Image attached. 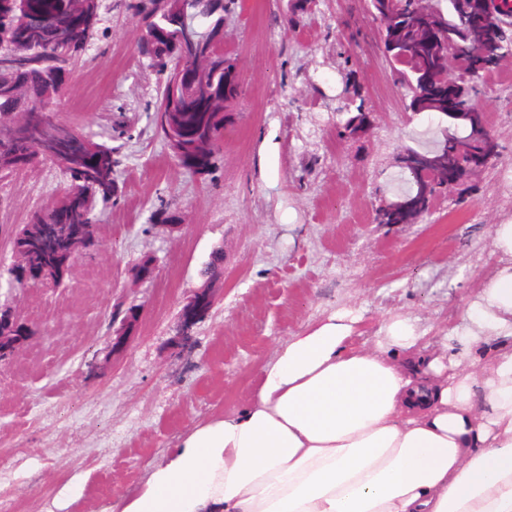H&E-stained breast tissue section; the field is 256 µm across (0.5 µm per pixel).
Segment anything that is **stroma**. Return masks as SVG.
Wrapping results in <instances>:
<instances>
[{"label": "stroma", "instance_id": "stroma-1", "mask_svg": "<svg viewBox=\"0 0 512 512\" xmlns=\"http://www.w3.org/2000/svg\"><path fill=\"white\" fill-rule=\"evenodd\" d=\"M194 0L177 22L215 40L222 61L213 166L181 162L156 94L170 56L149 28L99 0L83 65L58 75L57 122L114 147L112 202L63 287L22 288L13 236L72 182L36 161L0 179V312L30 334L0 362V504L9 512H119L152 469L210 418L248 402L263 365L292 337L353 309L352 342L372 348L391 317L421 335L397 363L433 357L483 367L501 341L460 353L455 336L502 264L492 229L512 223V65L456 83L490 130L491 158L438 188L403 224L379 214L416 195L413 153L441 150L453 120L414 109L373 0ZM150 277H138L140 264ZM211 307L193 321L199 292ZM129 334L113 347L110 318Z\"/></svg>", "mask_w": 512, "mask_h": 512}]
</instances>
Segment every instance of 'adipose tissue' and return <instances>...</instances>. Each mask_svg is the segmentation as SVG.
Returning <instances> with one entry per match:
<instances>
[{"label": "adipose tissue", "instance_id": "ef3b65f1", "mask_svg": "<svg viewBox=\"0 0 512 512\" xmlns=\"http://www.w3.org/2000/svg\"><path fill=\"white\" fill-rule=\"evenodd\" d=\"M492 238L506 261L468 310L466 349L512 337V224ZM358 321L334 313L282 345L252 398L190 433L121 512H512V351L431 384L388 359L417 345L410 318L362 350Z\"/></svg>", "mask_w": 512, "mask_h": 512}]
</instances>
